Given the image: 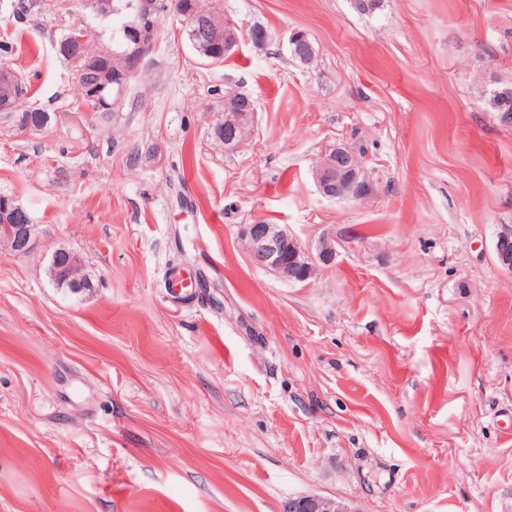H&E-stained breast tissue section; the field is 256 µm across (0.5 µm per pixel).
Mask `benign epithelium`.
I'll list each match as a JSON object with an SVG mask.
<instances>
[{
  "mask_svg": "<svg viewBox=\"0 0 512 512\" xmlns=\"http://www.w3.org/2000/svg\"><path fill=\"white\" fill-rule=\"evenodd\" d=\"M161 11L160 0H139L137 22L129 25L126 40L129 49L124 53L125 66L112 76L102 74L100 82L90 87L88 101H96L100 93L113 79L123 83L137 75L145 57L154 49L155 38L146 33L155 31V17ZM189 24V42L200 56H207L212 50L210 32L216 23L213 17L200 13L186 14ZM98 33L90 25L72 31L60 40V45L68 48L82 45L97 38ZM289 47L293 57L303 65H310L315 57L313 44L302 30L289 37ZM254 105L244 94H233L224 98V121L218 139L224 149L233 150L242 144L252 133ZM314 179L319 192L329 199H362L369 191V183L364 175V167L355 150L341 143L325 153L315 164ZM0 225L6 234L0 238V245L15 252H26L32 246L35 225L28 212L16 204L11 197L0 198ZM248 252L253 262L288 283H303L312 278L320 265L330 264L336 256V247L329 240L320 242L317 254H311L281 224H248L244 229ZM495 251L500 265L512 270V237L505 235L497 241ZM82 263L72 250L56 249L51 256L49 274L60 287L77 293L86 287L81 274ZM284 512H353L348 505L334 498L304 495L288 503Z\"/></svg>",
  "mask_w": 512,
  "mask_h": 512,
  "instance_id": "benign-epithelium-1",
  "label": "benign epithelium"
}]
</instances>
